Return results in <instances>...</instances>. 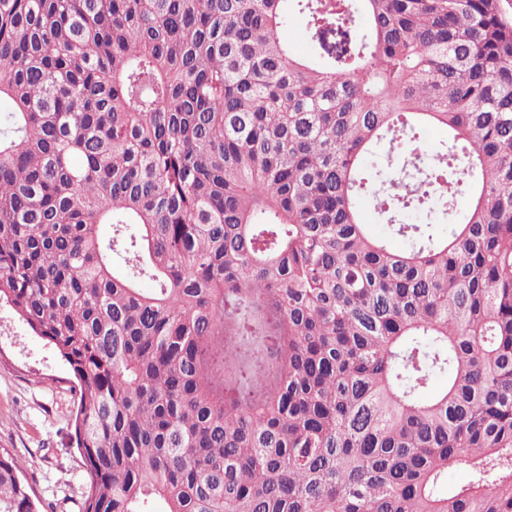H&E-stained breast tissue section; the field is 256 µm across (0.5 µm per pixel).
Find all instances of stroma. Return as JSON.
Returning <instances> with one entry per match:
<instances>
[{
  "instance_id": "35a3bbf8",
  "label": "stroma",
  "mask_w": 512,
  "mask_h": 512,
  "mask_svg": "<svg viewBox=\"0 0 512 512\" xmlns=\"http://www.w3.org/2000/svg\"><path fill=\"white\" fill-rule=\"evenodd\" d=\"M68 365L0 303V448L23 466L37 512H77L85 491Z\"/></svg>"
}]
</instances>
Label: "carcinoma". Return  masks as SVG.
I'll use <instances>...</instances> for the list:
<instances>
[{
	"mask_svg": "<svg viewBox=\"0 0 512 512\" xmlns=\"http://www.w3.org/2000/svg\"><path fill=\"white\" fill-rule=\"evenodd\" d=\"M3 99L0 301L74 377L79 512H512L500 0H0ZM363 209L365 213L366 222L367 224H369L370 231L372 234L386 238L388 240L390 247L393 249L403 250L407 248V240L401 236L391 233L387 225L382 224L379 218L373 214L370 205L365 204L363 206Z\"/></svg>",
	"mask_w": 512,
	"mask_h": 512,
	"instance_id": "cac0c4a2",
	"label": "carcinoma"
}]
</instances>
